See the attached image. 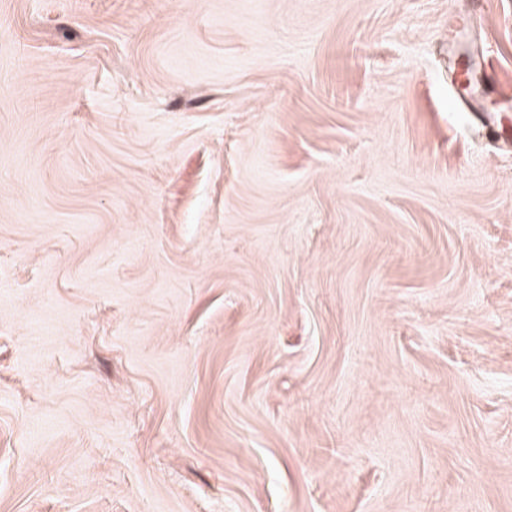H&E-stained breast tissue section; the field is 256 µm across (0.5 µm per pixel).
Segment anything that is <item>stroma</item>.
I'll use <instances>...</instances> for the list:
<instances>
[{
  "label": "stroma",
  "mask_w": 512,
  "mask_h": 512,
  "mask_svg": "<svg viewBox=\"0 0 512 512\" xmlns=\"http://www.w3.org/2000/svg\"><path fill=\"white\" fill-rule=\"evenodd\" d=\"M512 0H0V512H512Z\"/></svg>",
  "instance_id": "stroma-1"
}]
</instances>
